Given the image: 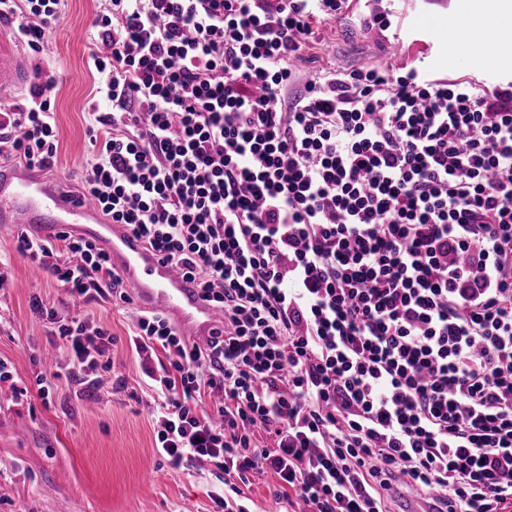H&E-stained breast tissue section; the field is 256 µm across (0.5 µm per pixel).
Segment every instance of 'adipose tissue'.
Masks as SVG:
<instances>
[{"mask_svg":"<svg viewBox=\"0 0 512 512\" xmlns=\"http://www.w3.org/2000/svg\"><path fill=\"white\" fill-rule=\"evenodd\" d=\"M434 30L474 64L494 60L500 41L512 38V0H459L456 12L437 18Z\"/></svg>","mask_w":512,"mask_h":512,"instance_id":"adipose-tissue-1","label":"adipose tissue"}]
</instances>
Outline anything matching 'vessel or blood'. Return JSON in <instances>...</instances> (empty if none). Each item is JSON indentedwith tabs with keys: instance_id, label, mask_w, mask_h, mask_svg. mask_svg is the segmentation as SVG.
<instances>
[{
	"instance_id": "1",
	"label": "vessel or blood",
	"mask_w": 512,
	"mask_h": 512,
	"mask_svg": "<svg viewBox=\"0 0 512 512\" xmlns=\"http://www.w3.org/2000/svg\"><path fill=\"white\" fill-rule=\"evenodd\" d=\"M30 64L15 39L0 31V91L24 87ZM29 230L50 240L74 235L102 246L113 268L144 308L163 313L185 343H203L223 328L224 312L155 252L144 249L123 225L107 223L89 197L63 190L49 177L15 161H0V232Z\"/></svg>"
}]
</instances>
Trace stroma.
Masks as SVG:
<instances>
[{
  "label": "stroma",
  "instance_id": "obj_1",
  "mask_svg": "<svg viewBox=\"0 0 512 512\" xmlns=\"http://www.w3.org/2000/svg\"><path fill=\"white\" fill-rule=\"evenodd\" d=\"M452 5L453 0H388L407 41L399 57L374 48L373 30L360 23L367 6L314 24L300 74L379 64L421 66L430 77L468 78L487 89L512 82V60L475 68L463 50L434 34L435 17ZM104 6L105 0H63L44 54L33 59L62 74L53 174L74 192L79 184L73 175L89 159L86 132L95 79L88 61L97 39L90 24ZM0 257L10 264V280L0 286V361L13 374L12 382L0 383V512H223L215 501L224 491L222 472L204 460L172 467L156 449L158 398L130 344L137 304L119 306L108 296L90 303L70 300L61 282L17 252L14 235H0ZM35 294L102 325L112 339L111 370L96 371L82 387L55 379L49 397H39L37 375H52L67 364L71 349L49 334L32 309Z\"/></svg>",
  "mask_w": 512,
  "mask_h": 512
}]
</instances>
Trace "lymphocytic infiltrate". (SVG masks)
<instances>
[{
  "label": "lymphocytic infiltrate",
  "mask_w": 512,
  "mask_h": 512,
  "mask_svg": "<svg viewBox=\"0 0 512 512\" xmlns=\"http://www.w3.org/2000/svg\"><path fill=\"white\" fill-rule=\"evenodd\" d=\"M61 0H0L41 52ZM349 0H108L91 53L107 109L76 177L221 306L227 328L184 344L140 312L138 355L160 397L172 466L224 473V512H248L272 472L303 512H392L393 486L443 512L512 506V83L486 90L372 66L299 82L314 19ZM0 107V155L57 163L58 75ZM73 298L128 302L90 241L17 235ZM70 345L59 375L111 365L106 331L32 295ZM221 394L200 412L205 392ZM273 446L258 443L257 433Z\"/></svg>",
  "instance_id": "obj_1"
}]
</instances>
